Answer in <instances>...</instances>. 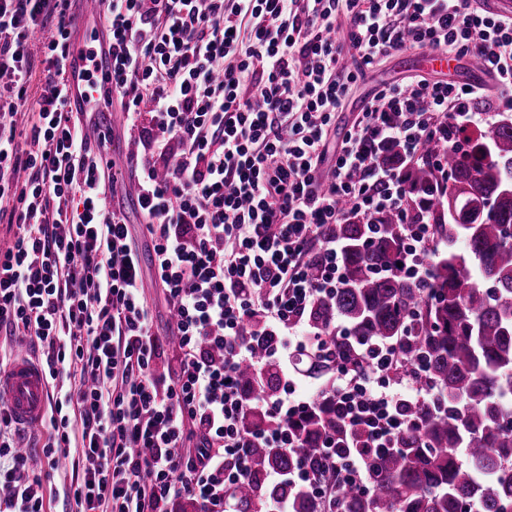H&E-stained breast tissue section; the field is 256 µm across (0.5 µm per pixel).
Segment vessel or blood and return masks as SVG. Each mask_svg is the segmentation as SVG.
<instances>
[{"label": "vessel or blood", "mask_w": 512, "mask_h": 512, "mask_svg": "<svg viewBox=\"0 0 512 512\" xmlns=\"http://www.w3.org/2000/svg\"><path fill=\"white\" fill-rule=\"evenodd\" d=\"M79 16L67 48L68 63L66 83L68 101L72 111L94 115L90 129L96 135L94 143L104 170L123 166L125 152L114 145L110 135L111 122L104 112L110 111L112 85V56L109 45L94 21L97 12L90 0H73ZM48 385L41 368L31 362L26 352H19L11 367L0 372V406L23 426H37L44 413Z\"/></svg>", "instance_id": "vessel-or-blood-1"}]
</instances>
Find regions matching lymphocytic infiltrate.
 Returning <instances> with one entry per match:
<instances>
[{
  "label": "lymphocytic infiltrate",
  "mask_w": 512,
  "mask_h": 512,
  "mask_svg": "<svg viewBox=\"0 0 512 512\" xmlns=\"http://www.w3.org/2000/svg\"><path fill=\"white\" fill-rule=\"evenodd\" d=\"M99 2L112 83L143 146L128 164L181 359L174 376L157 375L140 254L66 106L71 0H0V222L16 228L0 248V331L30 341L53 389L47 464L80 448L75 512H170L181 497L231 512L227 491L248 479L255 446L295 458L265 473L272 493L258 512H296L275 495L283 486L315 512H336L344 490L371 496L375 461L422 429L406 404H429L438 388L399 343L354 339L334 317L314 325L343 278L331 230L394 214L399 264L377 271L428 282L448 242L412 200L408 174L424 166L446 182L449 144L491 122L494 105L482 83L424 79L377 90L340 145L329 131L358 73L410 46L477 57L511 90L512 18L470 0ZM40 66L48 78L33 95ZM350 339L351 356L340 349ZM301 352L329 360L326 382L304 386ZM245 365L259 380L278 366V391L245 393ZM321 409L346 434L320 433L314 456L298 455L297 428ZM249 411L268 427L247 430ZM21 435L1 409L0 512H44Z\"/></svg>",
  "instance_id": "lymphocytic-infiltrate-1"
}]
</instances>
